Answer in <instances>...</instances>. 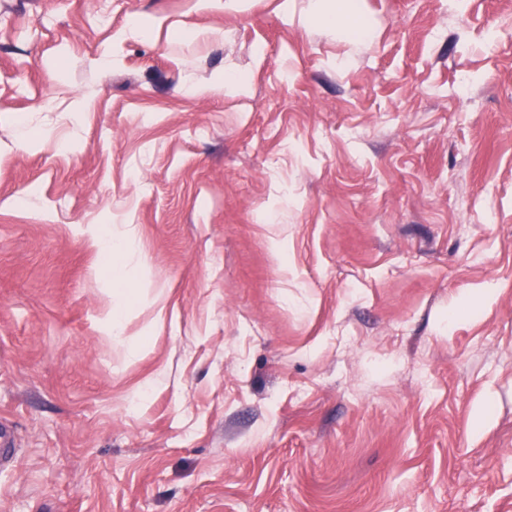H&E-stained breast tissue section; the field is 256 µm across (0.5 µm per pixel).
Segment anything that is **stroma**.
<instances>
[{
	"instance_id": "35a3bbf8",
	"label": "stroma",
	"mask_w": 512,
	"mask_h": 512,
	"mask_svg": "<svg viewBox=\"0 0 512 512\" xmlns=\"http://www.w3.org/2000/svg\"><path fill=\"white\" fill-rule=\"evenodd\" d=\"M307 2L0 0V512H512V0ZM303 17L309 24H324L336 32V37L357 45H370L374 25L364 10L363 0H308ZM98 252L107 255L112 260L120 259L121 263L114 264V272H119L128 263L132 256L138 255L139 244L135 235L128 234L121 238L112 237V229H98L93 237Z\"/></svg>"
}]
</instances>
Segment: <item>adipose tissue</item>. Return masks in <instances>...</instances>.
<instances>
[{
	"instance_id": "obj_1",
	"label": "adipose tissue",
	"mask_w": 512,
	"mask_h": 512,
	"mask_svg": "<svg viewBox=\"0 0 512 512\" xmlns=\"http://www.w3.org/2000/svg\"><path fill=\"white\" fill-rule=\"evenodd\" d=\"M303 20L327 25L339 39L358 45H369L374 39V25L364 0H309Z\"/></svg>"
}]
</instances>
